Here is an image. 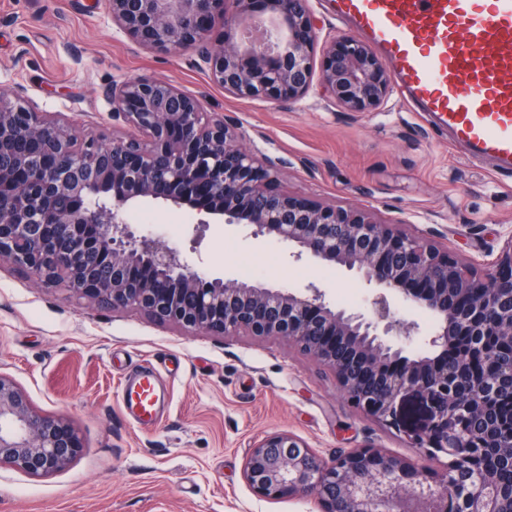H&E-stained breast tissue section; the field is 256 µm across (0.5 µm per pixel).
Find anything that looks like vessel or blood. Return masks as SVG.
<instances>
[{
	"mask_svg": "<svg viewBox=\"0 0 512 512\" xmlns=\"http://www.w3.org/2000/svg\"><path fill=\"white\" fill-rule=\"evenodd\" d=\"M390 63L403 94L468 157L512 170V0H331ZM152 364L122 379L127 415L163 412Z\"/></svg>",
	"mask_w": 512,
	"mask_h": 512,
	"instance_id": "vessel-or-blood-1",
	"label": "vessel or blood"
}]
</instances>
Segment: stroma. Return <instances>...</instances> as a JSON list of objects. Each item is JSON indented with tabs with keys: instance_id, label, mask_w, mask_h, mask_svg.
I'll list each match as a JSON object with an SVG mask.
<instances>
[{
	"instance_id": "1",
	"label": "stroma",
	"mask_w": 512,
	"mask_h": 512,
	"mask_svg": "<svg viewBox=\"0 0 512 512\" xmlns=\"http://www.w3.org/2000/svg\"><path fill=\"white\" fill-rule=\"evenodd\" d=\"M195 59L191 47L135 46L105 0H0V90L22 87L40 111L61 114L82 133L112 139L104 86L159 78L237 125L244 146L281 158V185L292 193L372 209L466 261L495 259L512 235V172L468 161L399 89L377 112L345 111L314 90L296 102L240 99ZM133 212L179 225L177 250L210 272L239 277L236 260L246 257L262 266L266 286L313 281L338 307L367 306L358 275L289 263L287 245L260 246L221 224L198 235L195 213L168 203ZM147 359L162 377L165 410L144 427L123 412L118 384ZM0 374L40 412L70 420L83 444L71 466L50 477L0 468V512H317L312 501L259 497L242 478L254 441L282 430L327 458L372 444L420 468L439 467L405 433L356 414L333 374L285 341L196 334L136 310L98 308L7 262Z\"/></svg>"
}]
</instances>
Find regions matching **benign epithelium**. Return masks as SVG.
Listing matches in <instances>:
<instances>
[{
	"instance_id": "7a95c632",
	"label": "benign epithelium",
	"mask_w": 512,
	"mask_h": 512,
	"mask_svg": "<svg viewBox=\"0 0 512 512\" xmlns=\"http://www.w3.org/2000/svg\"><path fill=\"white\" fill-rule=\"evenodd\" d=\"M112 23L144 49H196L212 80L240 99H323L352 112L388 101L392 76L353 35L324 43L310 0H106ZM220 22L224 37L208 38ZM112 125L105 143L80 136L62 116L38 110L17 88L0 92V260L43 285H64L96 307L132 308L163 324L211 336L282 339L330 370L347 401L379 425L442 453L445 468L425 473L408 459L370 446L323 458L301 438L274 431L249 449L242 476L257 495L312 498L319 512H512V488L468 463L485 445L459 420L478 423L503 387L496 376L465 383L470 355L448 363L467 333L473 348L492 329L512 340V236L488 263L462 261L438 242L409 234L370 210L345 208L275 188L283 161L239 144L224 115L173 84L135 78L104 91ZM169 201L196 211L199 228L227 224L255 240L286 243L294 262L311 257L359 274L370 310L339 309L320 286L268 288L201 271L165 240L129 227L133 204ZM426 312L432 331L398 320L394 306ZM71 421L43 414L0 374V467L35 477L66 470L82 451Z\"/></svg>"
}]
</instances>
